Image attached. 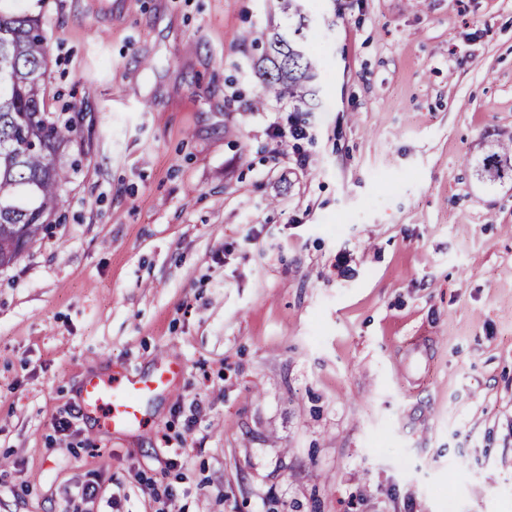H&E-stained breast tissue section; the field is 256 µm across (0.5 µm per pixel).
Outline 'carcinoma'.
<instances>
[{
  "label": "carcinoma",
  "instance_id": "carcinoma-1",
  "mask_svg": "<svg viewBox=\"0 0 512 512\" xmlns=\"http://www.w3.org/2000/svg\"><path fill=\"white\" fill-rule=\"evenodd\" d=\"M282 9L298 22L286 34L262 38L258 67L269 93L302 102L312 92L318 60L307 48L298 0H282ZM42 25L38 14L0 8V267L14 263L63 207L69 171L60 156L77 135L73 123H60L46 111ZM474 172L489 185L512 179V144L491 145Z\"/></svg>",
  "mask_w": 512,
  "mask_h": 512
}]
</instances>
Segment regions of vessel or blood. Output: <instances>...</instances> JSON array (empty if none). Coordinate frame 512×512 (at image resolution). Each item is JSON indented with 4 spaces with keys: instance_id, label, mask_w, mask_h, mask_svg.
I'll use <instances>...</instances> for the list:
<instances>
[{
    "instance_id": "vessel-or-blood-1",
    "label": "vessel or blood",
    "mask_w": 512,
    "mask_h": 512,
    "mask_svg": "<svg viewBox=\"0 0 512 512\" xmlns=\"http://www.w3.org/2000/svg\"><path fill=\"white\" fill-rule=\"evenodd\" d=\"M180 365L160 358L152 374H127L118 384L99 374L90 375L81 387V408L87 414L103 417L106 431L127 430L142 420V404L151 397L166 392L172 380L182 374Z\"/></svg>"
}]
</instances>
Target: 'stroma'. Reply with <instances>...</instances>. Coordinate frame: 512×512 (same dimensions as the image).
<instances>
[{"mask_svg":"<svg viewBox=\"0 0 512 512\" xmlns=\"http://www.w3.org/2000/svg\"><path fill=\"white\" fill-rule=\"evenodd\" d=\"M278 2L19 0L79 133L0 267V512H512V0H305L311 112ZM162 354L139 426L83 413ZM281 2L283 11L298 16V22L288 27V34L273 31L262 38L258 67L266 76L269 93L279 99L303 102L306 96L315 95L311 87L318 75V60L307 48L306 18L299 1ZM477 179L489 185L512 179V144L511 141L497 142L474 166Z\"/></svg>","mask_w":512,"mask_h":512,"instance_id":"1","label":"stroma"}]
</instances>
